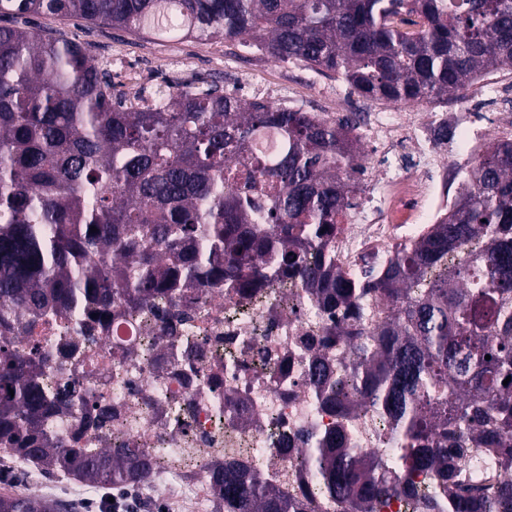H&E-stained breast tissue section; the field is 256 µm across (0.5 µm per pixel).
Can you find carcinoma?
<instances>
[{"mask_svg": "<svg viewBox=\"0 0 512 512\" xmlns=\"http://www.w3.org/2000/svg\"><path fill=\"white\" fill-rule=\"evenodd\" d=\"M0 0L4 16L77 17L144 37L248 38L273 59L336 76L375 103H446L512 70V0ZM88 46L0 26V448L98 489L148 484L143 448H59L46 419L84 411L80 384L41 383L23 340L52 313L82 332L112 306L140 311L185 288L248 295L297 276L330 316L304 340L308 382L341 419L373 410L382 447L356 453L343 424L291 449L343 512L404 496L416 512H512V140L489 141L439 222L349 273L328 250L363 168L347 118L224 92L199 77L150 97L113 93ZM274 132L275 158L258 148ZM97 232H90V227ZM97 317H92V314ZM351 355L334 373L325 349ZM490 359H485V356ZM112 405L85 416L112 426ZM421 472L436 479L421 498ZM207 479L215 512H310L234 461ZM34 493L0 512H61Z\"/></svg>", "mask_w": 512, "mask_h": 512, "instance_id": "obj_1", "label": "carcinoma"}]
</instances>
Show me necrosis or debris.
<instances>
[{
	"instance_id": "1",
	"label": "necrosis or debris",
	"mask_w": 512,
	"mask_h": 512,
	"mask_svg": "<svg viewBox=\"0 0 512 512\" xmlns=\"http://www.w3.org/2000/svg\"><path fill=\"white\" fill-rule=\"evenodd\" d=\"M442 121L434 112L424 121L417 112L369 113L364 125L377 159L370 174V198L354 214L351 228L335 232L330 245L337 264L353 269L362 257H384L401 241L408 216L419 213L436 220L444 211L454 184L435 181L441 158L432 133ZM291 299L279 287L265 289L251 303H239L225 292L188 291L181 305L185 325L202 353L188 359L181 351L161 356L129 357V345L166 342L168 302H159L149 320L113 307L109 327H95L78 340L66 370L48 369L51 385L79 379L90 399L109 402L125 420L120 439L132 448H168L173 454L195 448L192 466H156L153 483L177 489L172 512H205L213 500L205 479L215 459H235L261 473L271 487L291 497L307 489L305 473L289 458L288 448L310 432L336 425L334 414L322 411L313 387L301 386L308 354L301 339L322 335L328 323L299 281H289ZM188 414L177 428L174 409ZM249 427H241V416ZM266 449L256 458L255 449ZM0 467L24 473L42 490L80 501L82 488L71 476L50 479L28 461L0 458Z\"/></svg>"
}]
</instances>
